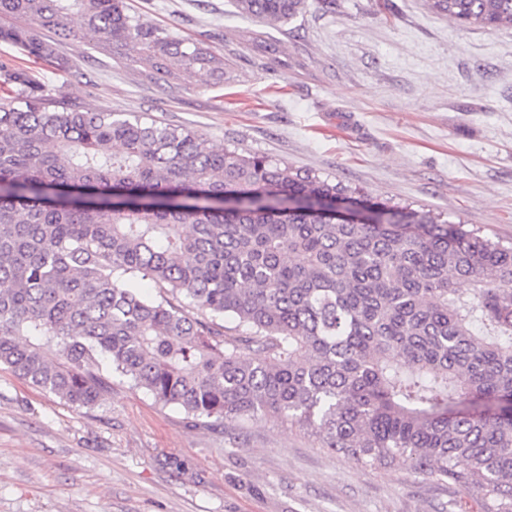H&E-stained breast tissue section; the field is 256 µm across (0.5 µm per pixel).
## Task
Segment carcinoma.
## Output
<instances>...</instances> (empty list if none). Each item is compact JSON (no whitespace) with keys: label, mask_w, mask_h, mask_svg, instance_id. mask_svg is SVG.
Here are the masks:
<instances>
[{"label":"carcinoma","mask_w":512,"mask_h":512,"mask_svg":"<svg viewBox=\"0 0 512 512\" xmlns=\"http://www.w3.org/2000/svg\"><path fill=\"white\" fill-rule=\"evenodd\" d=\"M426 2L512 29V0ZM234 7L280 29L308 0ZM86 31L160 88L185 68L224 78L126 0H0V42L59 71ZM350 205L363 221L336 218ZM105 363L195 421L290 423L512 512V245L190 128L58 102L0 60V364L80 410L112 389Z\"/></svg>","instance_id":"1"}]
</instances>
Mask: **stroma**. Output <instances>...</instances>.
Here are the masks:
<instances>
[{"label":"stroma","instance_id":"1","mask_svg":"<svg viewBox=\"0 0 512 512\" xmlns=\"http://www.w3.org/2000/svg\"><path fill=\"white\" fill-rule=\"evenodd\" d=\"M224 58L216 84L186 70L159 89L88 34L63 41L90 77L33 64L56 98L149 114L219 148L265 154L445 214L512 242V29L460 26L425 0H336L287 32L232 0H127ZM0 512H477L458 489L396 464L363 468L288 424L195 426L116 375L77 410L0 365Z\"/></svg>","mask_w":512,"mask_h":512}]
</instances>
